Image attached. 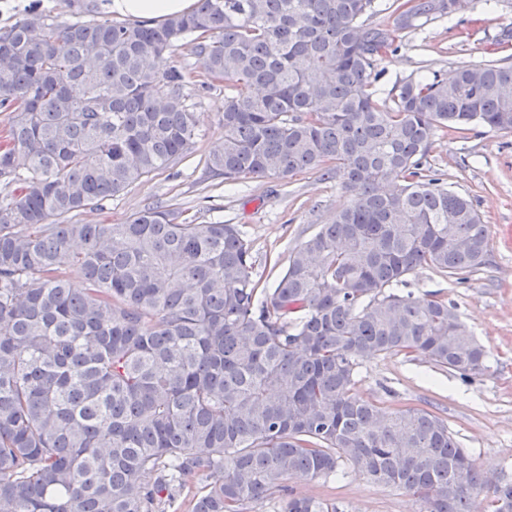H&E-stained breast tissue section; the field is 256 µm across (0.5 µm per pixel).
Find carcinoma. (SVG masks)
Listing matches in <instances>:
<instances>
[{"label":"carcinoma","mask_w":512,"mask_h":512,"mask_svg":"<svg viewBox=\"0 0 512 512\" xmlns=\"http://www.w3.org/2000/svg\"><path fill=\"white\" fill-rule=\"evenodd\" d=\"M197 0L161 26L40 12L0 29V512H344L293 494L343 466L405 489L420 512H512L448 423L355 392L361 361L423 356L464 379L488 352L456 307L394 288L419 269L486 266L487 225L426 174L437 132L512 130V64L458 65L379 97L396 33L445 0ZM201 86H224L213 177L336 179L351 199L255 276L237 224L148 206L123 224L74 217L175 167L201 135ZM77 275L83 288H72Z\"/></svg>","instance_id":"1"}]
</instances>
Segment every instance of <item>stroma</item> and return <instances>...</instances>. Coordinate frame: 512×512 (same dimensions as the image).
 Returning a JSON list of instances; mask_svg holds the SVG:
<instances>
[{"instance_id": "1", "label": "stroma", "mask_w": 512, "mask_h": 512, "mask_svg": "<svg viewBox=\"0 0 512 512\" xmlns=\"http://www.w3.org/2000/svg\"><path fill=\"white\" fill-rule=\"evenodd\" d=\"M33 11L62 21L75 18L74 6H62L61 0H0V28ZM510 29L512 5L499 0L401 32L396 54L383 63L381 92L394 93L409 78L453 75L462 61L510 63L512 39L501 37ZM223 102V89L202 92L197 107L201 136L189 157L113 197L103 209L82 211L78 219L121 224L144 207L162 203L179 207L185 221L239 225L253 243L257 276L271 286L286 269L291 251L320 225L331 223L350 195L315 172L285 180L246 177L231 184L209 177L205 160L224 136L219 124ZM427 165L482 215L489 233L488 265L462 283L421 269L407 276L398 291L422 298L437 294L454 303L461 321L489 351V369L464 380L420 356H379L363 360L355 389L391 409L431 407L484 474L512 476V133L483 125L463 134L445 129L435 137ZM285 484L297 495L342 502L346 512H419L416 497L404 489L370 483L350 470L328 478L295 476Z\"/></svg>"}]
</instances>
